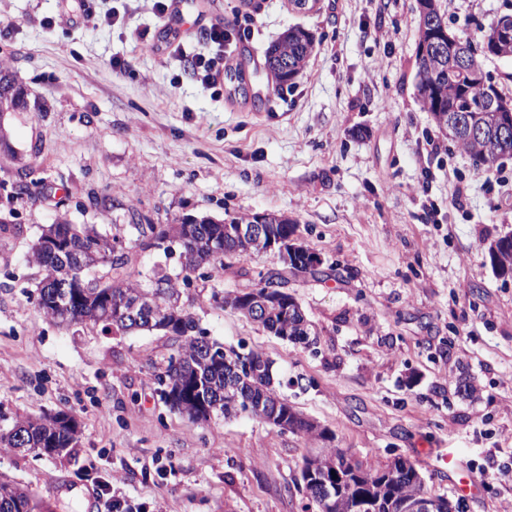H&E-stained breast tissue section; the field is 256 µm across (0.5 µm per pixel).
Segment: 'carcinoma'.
Instances as JSON below:
<instances>
[{"label":"carcinoma","mask_w":512,"mask_h":512,"mask_svg":"<svg viewBox=\"0 0 512 512\" xmlns=\"http://www.w3.org/2000/svg\"><path fill=\"white\" fill-rule=\"evenodd\" d=\"M486 42L499 43L493 56L512 58V43L499 40L497 26L490 27ZM314 37L307 30L296 27L288 30L271 46L267 54V69L280 84L295 79L294 68L304 69L313 51ZM418 90L424 107L431 112L438 128L446 133L459 147L480 165L489 169L504 154L512 153V140L502 145L498 127L483 112H469L470 123L484 127L478 140L468 138L467 124L460 123L456 112L448 107L457 103L465 89L469 88L467 76L449 71V59L436 53L426 56L416 54ZM17 109L25 106L24 94L6 73L0 72V112L4 107ZM136 242L142 248L151 246V239L159 234L176 241L188 236L195 238L197 250L182 249L179 253L184 276L172 277L161 271L154 272L150 287H143L135 279L112 280L104 276L92 277L87 259L91 252H109L110 241L121 238L114 233L99 232L92 225L70 224L63 219L42 228L37 241L31 247L28 262L43 269L46 276L36 303L44 316L59 325H89L103 332L154 331L162 326L178 339L174 353L168 358L165 371L157 376L160 395L169 408L197 421H207L214 415L224 417L247 414L259 402L273 401V361L257 351L242 355L225 350L224 346L208 340L198 330L191 313L178 305L181 285L195 273L201 262L224 266V253L211 248L224 247V221L210 217L199 224H165L157 226L137 221ZM66 238L67 252L57 254L51 243ZM490 256L497 271L512 275V236L499 239L490 247ZM145 293L151 295L152 322L136 323L118 315L111 300ZM306 318L301 316L285 329L280 314L270 312L262 328L276 338L293 344L310 345V327L302 326ZM22 430L27 436V447L43 448L46 454L65 451L77 441L78 428L74 419L59 417L27 418L0 434L1 448H17L15 432ZM321 471H335L339 485L333 505L324 503L321 484L311 482L302 485L309 505L316 512H353L359 499L371 501L374 512H400L401 505L416 496H430L423 479L413 463L402 456L389 461L363 464L352 459L343 448H329L302 457L300 473L310 467ZM0 512H45L40 500L31 492L18 487L13 481L0 477Z\"/></svg>","instance_id":"cac0c4a2"}]
</instances>
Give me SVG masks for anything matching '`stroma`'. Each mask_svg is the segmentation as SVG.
Returning a JSON list of instances; mask_svg holds the SVG:
<instances>
[{
	"label": "stroma",
	"mask_w": 512,
	"mask_h": 512,
	"mask_svg": "<svg viewBox=\"0 0 512 512\" xmlns=\"http://www.w3.org/2000/svg\"><path fill=\"white\" fill-rule=\"evenodd\" d=\"M449 29L482 47L512 0H439ZM0 0V70L27 108L0 116V432L27 417L74 416L78 439L52 457L0 448V473L51 512H100L97 490L130 512H305L312 441L248 416L193 421L170 411L156 376L162 331L61 327L35 304L27 255L65 217L132 241V214L283 215L322 259L287 291L318 334L308 348L270 335L221 295L257 287L271 253L208 265L185 286L209 340L263 352L277 392L359 458L402 455L426 490L460 512H512V276L489 247L512 233V156L491 169L438 129L417 91L419 0H195L201 23L158 16L154 0ZM120 15L103 22L105 12ZM251 18L226 69L245 93L202 84L189 60L206 34ZM315 36L293 82L255 66L288 27ZM389 42H381V32ZM44 181L16 192L27 166ZM177 258L130 245L113 279ZM476 493L459 492L467 475Z\"/></svg>",
	"instance_id": "obj_1"
}]
</instances>
